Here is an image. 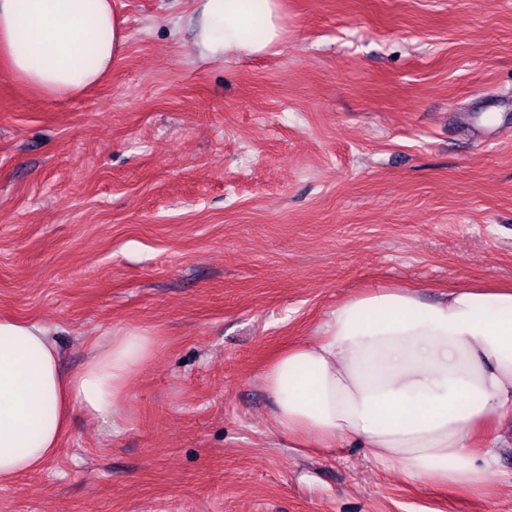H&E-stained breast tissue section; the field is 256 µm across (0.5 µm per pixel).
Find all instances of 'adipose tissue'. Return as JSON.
I'll list each match as a JSON object with an SVG mask.
<instances>
[{"mask_svg": "<svg viewBox=\"0 0 512 512\" xmlns=\"http://www.w3.org/2000/svg\"><path fill=\"white\" fill-rule=\"evenodd\" d=\"M285 34L283 0H198L203 58L265 55ZM125 40L114 0H0V65L49 97L97 84ZM153 348L152 336L130 330L67 375L48 328L1 318L0 484L38 470L74 411L118 418ZM264 385L289 439L353 445L405 478L481 490L498 466L497 429L512 422V284H464L432 302L406 287L363 292L280 354Z\"/></svg>", "mask_w": 512, "mask_h": 512, "instance_id": "adipose-tissue-1", "label": "adipose tissue"}]
</instances>
